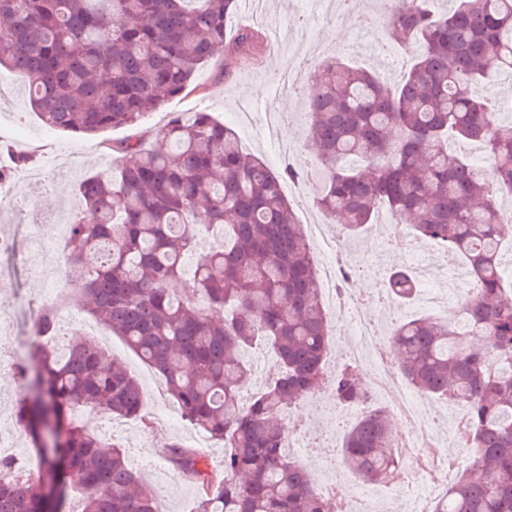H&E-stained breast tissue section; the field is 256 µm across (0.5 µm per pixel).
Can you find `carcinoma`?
Returning a JSON list of instances; mask_svg holds the SVG:
<instances>
[{"mask_svg":"<svg viewBox=\"0 0 512 512\" xmlns=\"http://www.w3.org/2000/svg\"><path fill=\"white\" fill-rule=\"evenodd\" d=\"M238 0H0V66L31 72L28 101L42 122L75 135L136 125L144 114L191 90L197 69L224 50L253 54L261 33L226 38ZM412 0L388 21L392 41L420 54L398 84L341 60L315 73L307 104L308 147L325 167L316 205L357 237L381 205L412 220V236L462 256L473 298L468 329L430 316L394 327L401 374L421 393L460 403L470 463L437 512H512V279L501 255L508 237L500 200L512 196V121H502L479 87L512 76V0H461L434 13ZM173 150L148 149L140 136L117 141L121 165L85 176L84 207L70 221L67 276L91 314L164 378L181 417L224 442V476L200 450L176 441L169 462L199 489L194 512H332L309 471L284 448L291 405L331 385L336 398L367 404L358 371L329 377L330 346L310 243L282 192L298 166L274 170L244 152L235 132L207 112L176 114L163 129ZM479 143L486 178L451 149ZM204 236L215 240L198 250ZM183 280L206 309L171 288ZM392 294L409 301L417 283L405 267ZM37 335H58L56 306L39 305ZM263 350L275 374L254 385L249 354ZM16 406L38 460L34 478L0 456V512H65L73 488L83 512H162L121 447L74 418L99 409L139 419V384L94 341L59 358L52 350L21 364ZM340 455L367 481L399 465L388 415L370 406Z\"/></svg>","mask_w":512,"mask_h":512,"instance_id":"obj_1","label":"carcinoma"}]
</instances>
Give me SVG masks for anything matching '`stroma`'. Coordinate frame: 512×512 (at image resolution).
Here are the masks:
<instances>
[{"label":"stroma","instance_id":"stroma-1","mask_svg":"<svg viewBox=\"0 0 512 512\" xmlns=\"http://www.w3.org/2000/svg\"><path fill=\"white\" fill-rule=\"evenodd\" d=\"M233 21L238 25L258 22L269 40L268 47L249 62L216 55L197 70L195 91L172 98L160 109L147 113L138 132L149 146L157 148L171 114L207 112L232 128L243 149L262 157L271 168L280 166L281 147L301 152L308 171L307 186L289 194L288 200L298 221L307 222L318 213L314 197L322 172L307 147L303 102L278 84V74L291 62L309 72L328 59L338 58L358 68L382 72L389 82L397 83L417 56L418 47L398 45L387 55H379L378 46L388 40L387 29L381 25L346 30L344 40H337L335 19L325 10L314 8L311 0H268L262 18L252 19L240 10ZM25 83L21 75L0 68V140L8 141L13 153L35 157L31 168L13 184L11 210L0 214V226L11 230L16 246L25 241L18 225H40L42 234L47 236L51 228L44 223L46 214L73 216L80 205L78 181L84 174L118 167L119 160L110 145L128 135L127 130L119 129L77 137L46 126L27 104ZM352 246L354 261L361 269L353 286L360 293H372L376 287L374 274L390 272L398 253L396 241H371L361 236L353 239ZM51 291L65 300L64 310L58 313L61 334L56 339L63 346L74 336L83 335L81 320L87 315L84 300L77 290L67 287L63 275L48 279L16 264L12 275L0 280V307H16L22 296L40 297ZM112 345V357L140 382L145 412L151 422L146 425L92 412L86 415L85 424L99 438L121 445L132 467L160 491L167 512H193L197 489L166 458L168 446L187 441L193 428L182 420L156 422V415L171 403L165 388L154 385L143 362L120 337H113ZM344 409V404L336 401L326 387L315 400L297 402L290 413L302 417L311 432L329 435L330 447L338 448L354 424Z\"/></svg>","mask_w":512,"mask_h":512}]
</instances>
